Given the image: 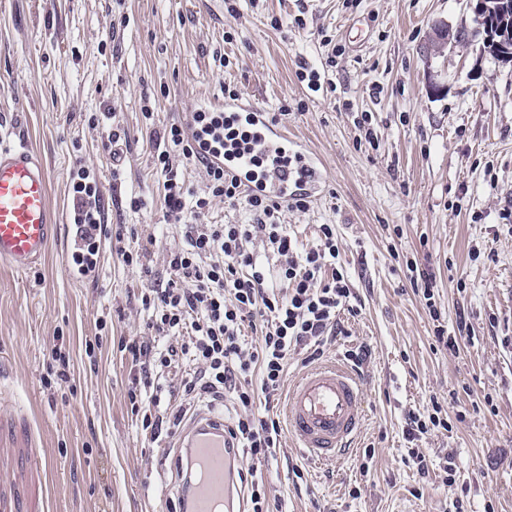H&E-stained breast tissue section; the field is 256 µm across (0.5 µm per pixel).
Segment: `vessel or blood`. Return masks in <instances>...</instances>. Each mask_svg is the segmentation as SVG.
Returning <instances> with one entry per match:
<instances>
[{
  "instance_id": "1",
  "label": "vessel or blood",
  "mask_w": 512,
  "mask_h": 512,
  "mask_svg": "<svg viewBox=\"0 0 512 512\" xmlns=\"http://www.w3.org/2000/svg\"><path fill=\"white\" fill-rule=\"evenodd\" d=\"M225 115L244 121L257 143L291 167L273 177L250 178L244 156L213 154L228 176L245 181L257 196H288L296 185L316 178L313 159L287 133L271 122L267 112L249 99H225ZM57 218L49 197V174L42 156L24 145L0 146V264L18 273L32 269L47 253L56 235ZM288 429L298 448L318 462H336L353 450L364 413L356 373L341 364H325L304 372L286 399ZM184 448L195 481L188 512H220L232 502L235 462L224 449V423L198 413L182 430Z\"/></svg>"
}]
</instances>
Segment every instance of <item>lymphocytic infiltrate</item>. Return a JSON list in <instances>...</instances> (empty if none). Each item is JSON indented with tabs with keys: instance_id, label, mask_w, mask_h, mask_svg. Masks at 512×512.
Listing matches in <instances>:
<instances>
[{
	"instance_id": "f902f5d3",
	"label": "lymphocytic infiltrate",
	"mask_w": 512,
	"mask_h": 512,
	"mask_svg": "<svg viewBox=\"0 0 512 512\" xmlns=\"http://www.w3.org/2000/svg\"><path fill=\"white\" fill-rule=\"evenodd\" d=\"M155 164L164 176L165 216L182 225L184 243L166 254L170 276L144 293L149 338L127 344L137 367L131 383L150 387L159 370L185 360L192 373L181 381L184 395L223 399L235 395L238 412L225 433L224 445L249 459L237 467L235 483L247 493L249 512H270L267 491L258 470L281 446L278 420L256 416L257 402H271L282 390L290 356L317 348L336 336L338 315L350 310L352 284L339 261L334 225L319 227L315 248L299 251L285 225L281 208L305 211V193L286 200L246 194L240 183L227 178L190 137L184 124H171L162 136ZM202 166L205 188L187 195L180 175L183 161ZM74 198L80 205V226L88 255H96L102 238L111 235L95 185L87 172L76 174ZM243 204L247 224H207L203 218L214 201ZM276 255L283 288L270 287L254 253L255 243ZM256 324V342H247L245 325ZM171 339L159 350L155 341Z\"/></svg>"
}]
</instances>
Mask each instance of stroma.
Masks as SVG:
<instances>
[{
    "label": "stroma",
    "instance_id": "35a3bbf8",
    "mask_svg": "<svg viewBox=\"0 0 512 512\" xmlns=\"http://www.w3.org/2000/svg\"><path fill=\"white\" fill-rule=\"evenodd\" d=\"M441 23L473 27L470 0H0V144L41 153L61 222L40 264L0 265V512H179L174 439L151 440L131 410L123 344L147 333L149 282L121 251L140 244L168 279L184 238L165 217L157 134L228 87L320 170L309 209L280 221L302 250L335 225L358 313H340L324 357L363 358L352 455L320 464L282 437L262 466L270 512H512V63L478 43L424 55ZM305 66L325 71L323 91L299 80ZM364 114L376 144L359 139ZM82 166L113 231L93 281L64 255ZM410 261L434 273L440 319ZM58 336L69 380L50 384ZM436 403L447 429L408 441L407 415ZM414 448L428 473L407 463Z\"/></svg>",
    "mask_w": 512,
    "mask_h": 512
}]
</instances>
